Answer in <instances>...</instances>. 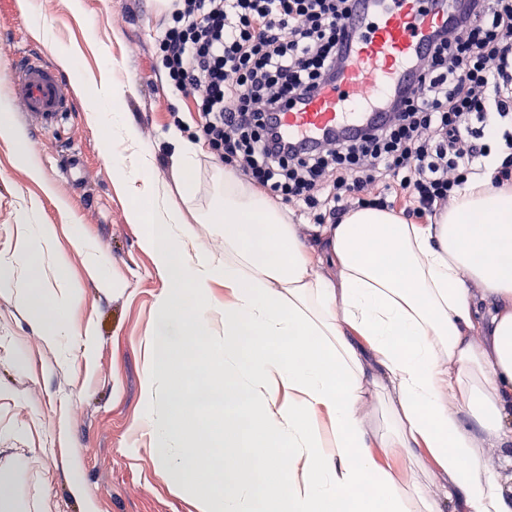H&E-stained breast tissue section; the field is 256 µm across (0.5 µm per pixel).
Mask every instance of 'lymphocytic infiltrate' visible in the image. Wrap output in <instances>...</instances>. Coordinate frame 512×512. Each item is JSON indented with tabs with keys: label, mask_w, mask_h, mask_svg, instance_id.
I'll return each mask as SVG.
<instances>
[{
	"label": "lymphocytic infiltrate",
	"mask_w": 512,
	"mask_h": 512,
	"mask_svg": "<svg viewBox=\"0 0 512 512\" xmlns=\"http://www.w3.org/2000/svg\"><path fill=\"white\" fill-rule=\"evenodd\" d=\"M352 0H174L159 43L171 83L191 96L218 158L268 193L324 208L340 223L354 200H405L406 216L437 213L488 156L482 131L512 149V0H463L453 36L437 35L418 63L421 86L395 100L394 117L357 139L294 151L267 113L335 81L342 21Z\"/></svg>",
	"instance_id": "lymphocytic-infiltrate-1"
}]
</instances>
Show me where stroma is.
<instances>
[{"label": "stroma", "instance_id": "stroma-1", "mask_svg": "<svg viewBox=\"0 0 512 512\" xmlns=\"http://www.w3.org/2000/svg\"><path fill=\"white\" fill-rule=\"evenodd\" d=\"M43 17L56 30V40L38 39L19 0H0V99L14 51L40 50L49 62L61 53L80 51L86 73L97 72L98 45H106L115 76L126 86L122 108L156 157L155 180L163 184L200 244L224 249V228L199 223V216L224 201V173L235 163L216 158L204 143L192 98L167 80L157 44L167 10L157 0H38ZM83 99L59 132L28 136L44 173L67 201L62 213L43 197L19 160V147L0 138V257L14 251L21 226V198L41 199L39 223L56 227L54 249L67 258L63 275L77 292L71 323L60 342L46 343L33 327L32 309L18 295L30 283L22 270L13 272V290L0 291V471L15 480L13 512H197L195 500L176 496L159 467L150 440L139 429L146 414L162 417L161 401H147L145 345L153 335L158 300L167 283L154 256L140 241L144 225L127 221L135 201L132 191L115 182L106 154L104 131L89 122ZM198 143L191 170L175 161L166 133L172 126ZM82 152L83 187L73 186L63 169L61 147ZM193 196H185V183ZM82 236L102 251V272L89 270L72 246ZM378 461L391 463L397 479L421 466L424 489L436 492L437 466L429 457L414 460L398 448H377ZM80 476L82 495L71 491Z\"/></svg>", "mask_w": 512, "mask_h": 512}]
</instances>
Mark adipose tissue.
I'll list each match as a JSON object with an SVG mask.
<instances>
[{
  "mask_svg": "<svg viewBox=\"0 0 512 512\" xmlns=\"http://www.w3.org/2000/svg\"><path fill=\"white\" fill-rule=\"evenodd\" d=\"M62 67L90 89L89 121L108 131L118 185H135L148 208L127 220L145 225L142 247L156 257L170 290L146 343L148 398L163 394L165 417H146L158 462L176 495L199 512H240L262 471L301 466L300 476L271 482L262 512H512L496 474L482 470V443L512 447V189L490 185L498 162L469 178L433 224H409L376 207L350 211L317 230L313 256L299 225L265 194L224 175V204L206 223L224 227V250H188L196 232L149 173L154 156L125 116L124 86L111 64L86 78L76 57ZM0 101V136L20 145L29 177L54 197L24 133ZM38 201L21 207L24 233L12 262L27 272L21 301L48 340L65 333L76 299L49 280L44 252L56 238L39 224ZM224 286V303L207 291ZM178 333H171V325ZM205 382L188 391L183 366L199 345ZM396 408L384 428L368 423L369 386ZM224 441V490L213 496L210 467L194 433L201 414ZM375 448L422 449L445 477L425 493L420 474L398 483Z\"/></svg>",
  "mask_w": 512,
  "mask_h": 512,
  "instance_id": "1",
  "label": "adipose tissue"
}]
</instances>
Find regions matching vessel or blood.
<instances>
[{"mask_svg": "<svg viewBox=\"0 0 512 512\" xmlns=\"http://www.w3.org/2000/svg\"><path fill=\"white\" fill-rule=\"evenodd\" d=\"M459 0H355L341 24L345 64L318 95L275 112L280 134L300 149L336 135L356 136L388 116L384 100L415 91L416 62L437 34L454 29ZM9 94L19 119L37 134L54 131L72 111L65 77L35 50L16 52Z\"/></svg>", "mask_w": 512, "mask_h": 512, "instance_id": "obj_1", "label": "vessel or blood"}]
</instances>
